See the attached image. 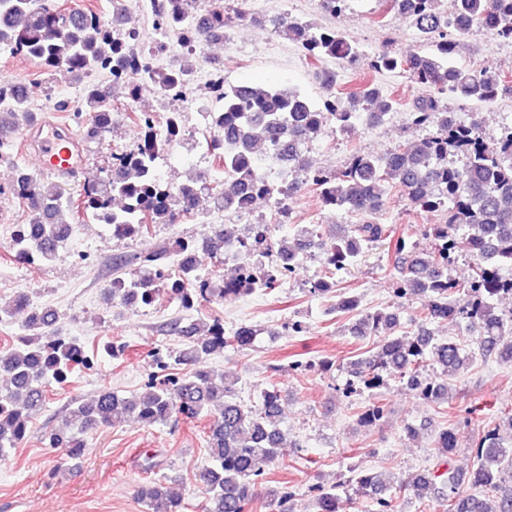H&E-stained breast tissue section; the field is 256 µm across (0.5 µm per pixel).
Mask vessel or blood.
Listing matches in <instances>:
<instances>
[{"label": "vessel or blood", "mask_w": 512, "mask_h": 512, "mask_svg": "<svg viewBox=\"0 0 512 512\" xmlns=\"http://www.w3.org/2000/svg\"><path fill=\"white\" fill-rule=\"evenodd\" d=\"M23 143L44 172L68 177L83 169L84 157L76 139L58 123L40 122L26 133Z\"/></svg>", "instance_id": "b4317fda"}]
</instances>
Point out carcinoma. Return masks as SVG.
I'll list each match as a JSON object with an SVG mask.
<instances>
[{"mask_svg":"<svg viewBox=\"0 0 512 512\" xmlns=\"http://www.w3.org/2000/svg\"><path fill=\"white\" fill-rule=\"evenodd\" d=\"M462 2L474 25L512 42V0ZM437 4L438 0H422L418 6L423 11V24L435 32L430 40L432 51L409 56L381 51L371 60L376 72H402L413 83L432 89L430 97L409 113L413 123L429 129V135L383 158L357 153L337 173L305 182L296 180L277 189V194L287 198L307 184L336 208L365 217L381 209L386 185L393 183L412 206L443 214L441 222L427 225L429 247L418 248L396 229L367 219L350 225L348 234L330 240L309 226L299 228L290 238L275 239L272 225L266 224V247L259 254L267 256L268 261L255 262L262 270L260 281L217 290L210 282L198 285L201 274L193 266L171 265L172 256L183 257L195 244L192 237H180L171 248L156 246L115 257V277L106 289L107 296L124 305L135 301L145 308L165 294L182 307L191 308L215 293L232 300L259 287L273 291L281 284L273 256L311 246L324 254L326 273L311 283L308 292L313 296L327 295L334 292V278L350 272L369 250L385 245L400 261L395 298L424 296L422 315L426 321L463 320V332L472 338L481 356H493L512 365V311L502 314L495 307L500 294L499 267L512 266V140L487 142L477 120L459 126L448 118V109L442 104L448 92L464 101L490 102L501 93L512 94V84L492 67L471 71L448 64L461 34L449 26ZM209 15L213 31L224 32L230 17L224 13L223 0H212ZM287 29L313 64L325 57L352 63L358 56L357 48L336 27L315 28L290 20ZM1 43L25 51L49 72L63 66L77 80L90 71L117 76L132 66L140 70L144 80L166 86L180 82L190 73L187 68L177 72L153 68L155 52L141 46L137 31L116 41L98 26L97 12H63L54 0H0ZM318 76L333 103L323 97L315 104L290 90L248 84L223 87L216 93L224 101V137L233 144L228 152L217 144L209 145L213 162L224 170L225 198L234 200L248 189L244 181L258 177L249 165L255 143L275 145L288 153V160L295 167L301 168L304 162L297 153L301 137L321 134L329 122L340 131L352 126L356 109L345 105L343 97L333 92L336 73L325 70ZM352 97L372 106L380 121L394 109L393 100L371 84L358 88ZM108 99L105 85L84 90L77 115L83 118L85 142L108 132L112 120ZM28 101L9 86L0 85V104H4L0 134L13 129L20 114L33 120ZM175 133L176 122L171 118L166 134L149 129L147 147L139 152L112 153V165H133L132 181L113 177L109 168L106 176L86 181L77 198L60 185H43L35 180L24 183L30 187L22 195L30 213V241L40 260L51 261L67 238L68 211L95 218L103 215L110 221L129 220L134 225L135 238L147 237L154 224H171L178 216L188 214L182 198L162 183L152 161L154 140L170 138ZM449 162L455 167L447 168ZM107 196L126 197L128 211L112 217V212L102 209ZM462 227L476 234V248L472 249L476 263L471 278L461 283L450 280L448 271L451 245ZM247 239L237 225L226 224L224 233L210 238L208 252L213 257L221 256L227 246L243 244ZM359 305L360 297L353 293L340 296L334 309L350 314L357 312ZM56 320V313L50 309L31 314L27 326L32 334L18 337L17 343L6 350L0 349V377L6 380L0 384V458L26 438L31 419L46 403L48 385L64 384L76 368L94 364V353L83 343L53 329ZM170 329L185 338L183 348L152 355L158 374L144 383L142 391L126 397L105 390L94 400L74 404L68 409V418L75 433L68 434L62 428L51 432L46 436L48 446L64 448L70 458L78 459L86 448L81 435L98 427H115L131 419L147 426L163 425L178 415L189 420L205 415L209 417V464L195 473L196 480L209 491L201 512H248L255 481L269 463L288 451V436L277 424L281 411L278 391L272 388L259 400L247 403L238 395L237 377L191 369L189 365L216 349L252 344L257 330L244 325L226 331L220 320L205 329L193 325L185 330L178 322L172 323ZM351 333L382 337L375 352L350 362V378L344 386L347 394L369 393V403L359 415V421L365 424L385 417V406L373 391L388 381L414 384L419 387L417 395L434 404L448 393V388L426 378L423 368L437 364L446 376L474 361L456 339L443 340L424 329L416 334L399 332L397 317L385 309L359 315L351 325ZM468 413L467 409L459 410L456 422L437 433L438 456L427 473L408 480L355 468L344 483L321 490L315 498L314 512H337L342 496L352 494L369 504L363 512H396V499L402 492L426 490L438 482L442 485L443 512H512V484H504L505 479L512 480V444L499 438L496 430L487 431L474 445V463L468 472L473 492L462 494L461 476L449 468ZM137 499L144 512L184 510L183 499L160 480L140 486Z\"/></svg>","mask_w":512,"mask_h":512,"instance_id":"carcinoma-1","label":"carcinoma"}]
</instances>
